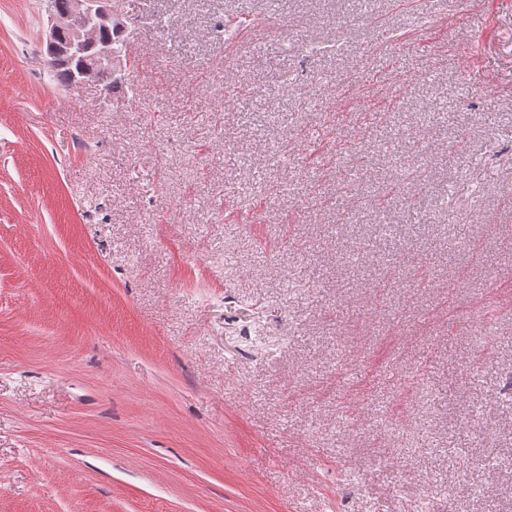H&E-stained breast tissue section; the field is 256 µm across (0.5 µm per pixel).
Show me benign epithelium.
Instances as JSON below:
<instances>
[{"mask_svg":"<svg viewBox=\"0 0 512 512\" xmlns=\"http://www.w3.org/2000/svg\"><path fill=\"white\" fill-rule=\"evenodd\" d=\"M49 29L46 58L62 57L77 64L76 85L101 86L112 76L122 75L123 51L112 41H102L100 31L124 22L103 0H70L69 9L59 12L54 0H47Z\"/></svg>","mask_w":512,"mask_h":512,"instance_id":"benign-epithelium-1","label":"benign epithelium"}]
</instances>
